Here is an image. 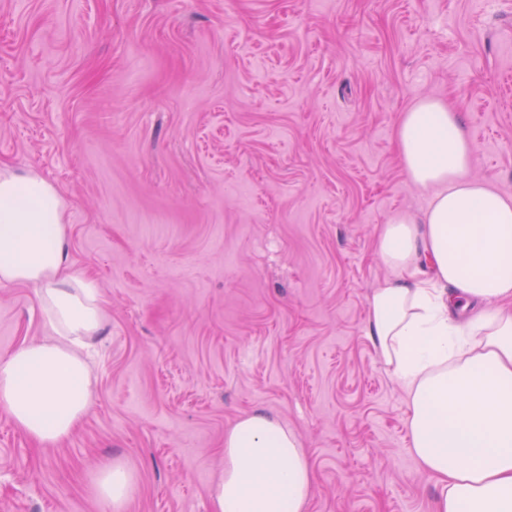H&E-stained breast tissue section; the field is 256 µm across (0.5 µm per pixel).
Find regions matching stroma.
<instances>
[{
  "mask_svg": "<svg viewBox=\"0 0 512 512\" xmlns=\"http://www.w3.org/2000/svg\"><path fill=\"white\" fill-rule=\"evenodd\" d=\"M0 0V168L66 202L105 329L88 414L34 443L0 413V512H211L224 432L294 431L308 512H431L407 403L365 332L378 229L420 214L395 129L460 113L471 175L512 195V0ZM36 287H0V361L46 340ZM95 494L107 502L114 512H124L138 490L135 472L121 460L100 467L92 480Z\"/></svg>",
  "mask_w": 512,
  "mask_h": 512,
  "instance_id": "stroma-1",
  "label": "stroma"
}]
</instances>
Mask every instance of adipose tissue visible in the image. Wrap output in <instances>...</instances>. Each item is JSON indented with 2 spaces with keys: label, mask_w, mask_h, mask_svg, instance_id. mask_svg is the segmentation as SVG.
<instances>
[{
  "label": "adipose tissue",
  "mask_w": 512,
  "mask_h": 512,
  "mask_svg": "<svg viewBox=\"0 0 512 512\" xmlns=\"http://www.w3.org/2000/svg\"><path fill=\"white\" fill-rule=\"evenodd\" d=\"M395 141L431 195L419 216L380 228L390 274L369 298L366 334L406 394L412 452L439 488L433 512H512V197L470 179L473 146L442 101L404 112ZM64 211L44 178L0 171V285H38L50 332L0 363V412L43 446L85 416L83 353L104 329L95 283L70 270ZM313 487L297 435L254 412L224 434L212 512H307ZM92 488L125 512L138 479L116 459Z\"/></svg>",
  "instance_id": "ef3b65f1"
}]
</instances>
